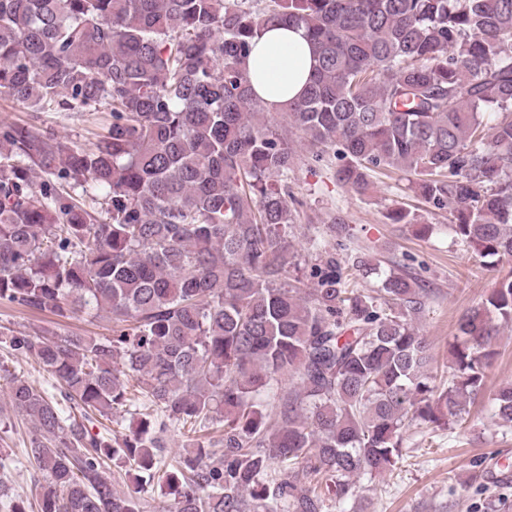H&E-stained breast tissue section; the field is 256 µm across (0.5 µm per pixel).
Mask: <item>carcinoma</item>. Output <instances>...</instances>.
Returning a JSON list of instances; mask_svg holds the SVG:
<instances>
[{
  "instance_id": "carcinoma-1",
  "label": "carcinoma",
  "mask_w": 512,
  "mask_h": 512,
  "mask_svg": "<svg viewBox=\"0 0 512 512\" xmlns=\"http://www.w3.org/2000/svg\"><path fill=\"white\" fill-rule=\"evenodd\" d=\"M287 22L313 68L282 114L315 158L333 151L361 195L380 170L414 176L456 242L512 257V0H275L261 16L239 0H0V94L111 117L89 147L0 123V302L112 319L110 336H4L57 383L9 381L50 478L40 512H147L157 487L156 512H347L409 426L452 431L482 395L512 271L458 320L439 382L411 274L365 295L344 241L311 236L314 287L289 276L277 179L296 151L244 66ZM492 406L511 428V382ZM120 408L141 415L128 432L87 427ZM172 429L190 436L170 455ZM1 499L31 508L0 479Z\"/></svg>"
}]
</instances>
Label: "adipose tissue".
Masks as SVG:
<instances>
[{
    "mask_svg": "<svg viewBox=\"0 0 512 512\" xmlns=\"http://www.w3.org/2000/svg\"><path fill=\"white\" fill-rule=\"evenodd\" d=\"M312 65L305 28L288 24L265 30L254 40L246 59L255 95L271 110L281 108L303 91Z\"/></svg>",
    "mask_w": 512,
    "mask_h": 512,
    "instance_id": "obj_1",
    "label": "adipose tissue"
}]
</instances>
